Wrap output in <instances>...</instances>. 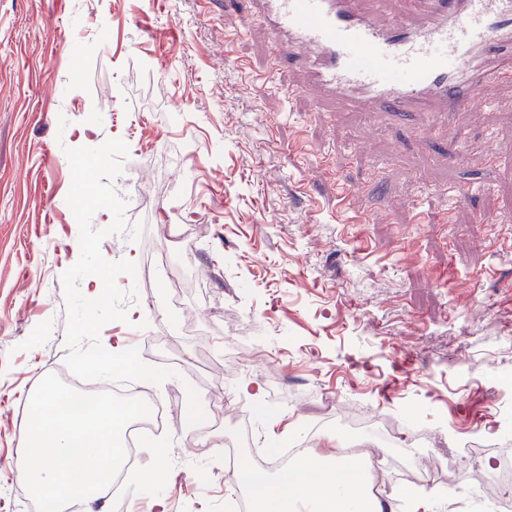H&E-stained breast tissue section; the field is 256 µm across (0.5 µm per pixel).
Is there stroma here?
I'll return each instance as SVG.
<instances>
[{"mask_svg":"<svg viewBox=\"0 0 512 512\" xmlns=\"http://www.w3.org/2000/svg\"><path fill=\"white\" fill-rule=\"evenodd\" d=\"M235 17L224 0H0V512L26 492L14 458L31 394L67 369L62 275L80 246L64 149L111 139L127 146L113 182L125 230L100 250L152 276L118 277L128 319L99 338L173 371L151 387L171 426L127 476L138 512H226L238 490L212 472L214 436L244 458L316 423L339 447H379L348 424L365 410L441 454L512 451V86L491 108L409 121L325 112L316 91L284 97L304 74L272 63L263 25L235 38ZM452 152L467 163L449 166ZM445 185L467 190L453 224L415 223L412 202L435 214ZM408 353L416 369L395 375ZM246 382L260 397L243 398ZM217 390L218 415L192 418ZM245 402L258 416L243 437ZM155 468L163 482L145 483ZM433 510L493 512L464 481Z\"/></svg>","mask_w":512,"mask_h":512,"instance_id":"1","label":"stroma"}]
</instances>
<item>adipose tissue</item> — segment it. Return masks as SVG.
<instances>
[{"mask_svg":"<svg viewBox=\"0 0 512 512\" xmlns=\"http://www.w3.org/2000/svg\"><path fill=\"white\" fill-rule=\"evenodd\" d=\"M234 484L249 491L252 512H382L368 491V470L331 454L300 459L275 480L245 466Z\"/></svg>","mask_w":512,"mask_h":512,"instance_id":"obj_1","label":"adipose tissue"}]
</instances>
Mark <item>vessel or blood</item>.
<instances>
[{
	"mask_svg": "<svg viewBox=\"0 0 512 512\" xmlns=\"http://www.w3.org/2000/svg\"><path fill=\"white\" fill-rule=\"evenodd\" d=\"M237 19L268 26L307 86L353 112L471 111L512 83V0H429L387 22L355 0H245Z\"/></svg>",
	"mask_w": 512,
	"mask_h": 512,
	"instance_id": "vessel-or-blood-1",
	"label": "vessel or blood"
}]
</instances>
